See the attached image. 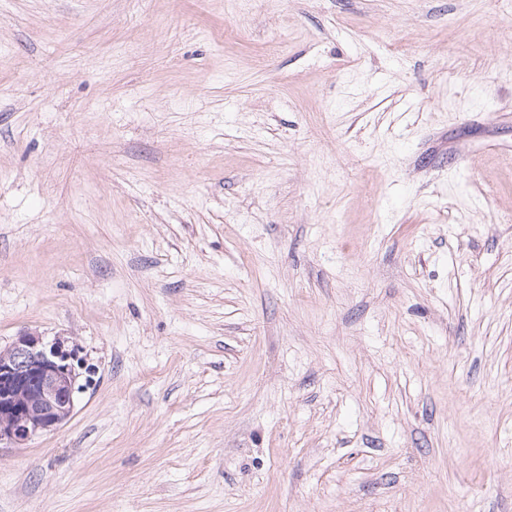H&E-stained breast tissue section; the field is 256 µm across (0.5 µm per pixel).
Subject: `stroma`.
I'll return each instance as SVG.
<instances>
[{
  "mask_svg": "<svg viewBox=\"0 0 512 512\" xmlns=\"http://www.w3.org/2000/svg\"><path fill=\"white\" fill-rule=\"evenodd\" d=\"M24 331L0 512H512V0H0ZM77 368L61 338L23 332L0 348V444L24 448L67 424L83 389Z\"/></svg>",
  "mask_w": 512,
  "mask_h": 512,
  "instance_id": "obj_1",
  "label": "stroma"
}]
</instances>
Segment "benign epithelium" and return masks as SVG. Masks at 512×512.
Returning <instances> with one entry per match:
<instances>
[{
	"label": "benign epithelium",
	"mask_w": 512,
	"mask_h": 512,
	"mask_svg": "<svg viewBox=\"0 0 512 512\" xmlns=\"http://www.w3.org/2000/svg\"><path fill=\"white\" fill-rule=\"evenodd\" d=\"M64 340L23 332L0 348V444L24 448L72 418L80 372Z\"/></svg>",
	"instance_id": "7a95c632"
}]
</instances>
